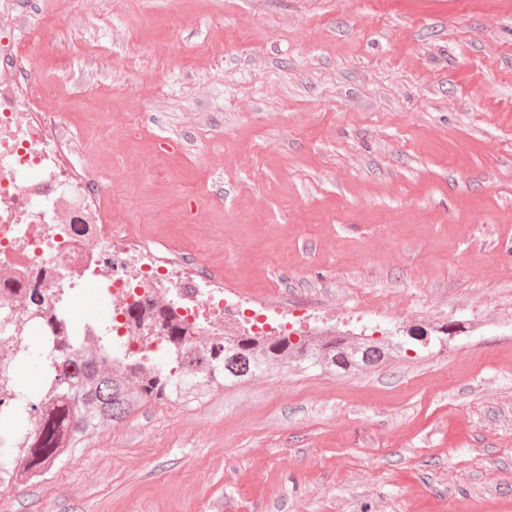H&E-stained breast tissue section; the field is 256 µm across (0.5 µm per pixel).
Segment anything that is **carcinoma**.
Listing matches in <instances>:
<instances>
[{"label":"carcinoma","instance_id":"carcinoma-1","mask_svg":"<svg viewBox=\"0 0 512 512\" xmlns=\"http://www.w3.org/2000/svg\"><path fill=\"white\" fill-rule=\"evenodd\" d=\"M145 316L166 336L172 352L170 364H176L187 329L165 306L130 310V318L137 322ZM389 360L388 349L360 345L346 336H325L314 343L303 336L294 342L287 334L266 339L235 336L227 344H211L201 353L187 354L182 363L183 391L174 395L171 370L144 356L105 368L90 354L75 355L69 374L59 377L48 371V396L54 401L42 407L37 401L30 405L31 411L38 412L36 430L22 440L9 481L28 484L53 468L69 465L100 429L123 421L141 403H191L290 363L349 373Z\"/></svg>","mask_w":512,"mask_h":512}]
</instances>
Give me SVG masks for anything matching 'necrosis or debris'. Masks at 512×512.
<instances>
[{"label": "necrosis or debris", "mask_w": 512, "mask_h": 512, "mask_svg": "<svg viewBox=\"0 0 512 512\" xmlns=\"http://www.w3.org/2000/svg\"><path fill=\"white\" fill-rule=\"evenodd\" d=\"M27 59L10 27H0V349L22 351L29 337L84 336L58 310L67 283L80 280L104 292L112 337L127 349L166 346L144 338L128 312L145 300L170 307L189 330L187 348L223 342L245 329L252 336H321L326 326L307 314L279 320L269 307L226 299L224 279L211 274L201 288L187 262L160 254L130 231H115L107 192L93 171L77 166L80 149L55 113L37 109L33 84L15 74ZM42 296L39 319L29 317L32 291Z\"/></svg>", "instance_id": "4bbe7bcc"}]
</instances>
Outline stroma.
Returning a JSON list of instances; mask_svg holds the SVG:
<instances>
[{"label": "stroma", "instance_id": "1", "mask_svg": "<svg viewBox=\"0 0 512 512\" xmlns=\"http://www.w3.org/2000/svg\"><path fill=\"white\" fill-rule=\"evenodd\" d=\"M15 2L113 223L407 354L145 404L9 512H512V0Z\"/></svg>", "mask_w": 512, "mask_h": 512}]
</instances>
